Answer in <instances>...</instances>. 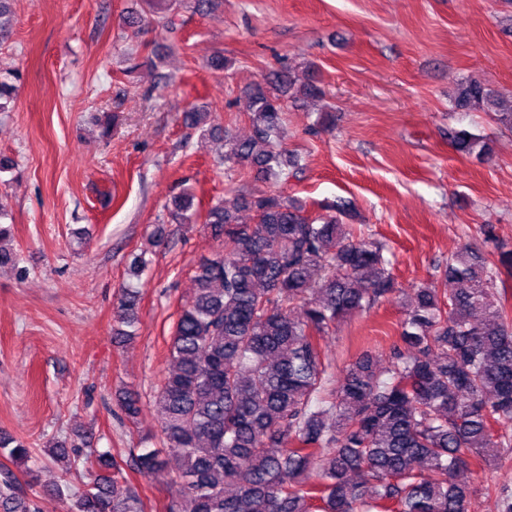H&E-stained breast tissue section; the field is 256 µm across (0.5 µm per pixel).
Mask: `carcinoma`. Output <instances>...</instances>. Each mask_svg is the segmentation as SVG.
Here are the masks:
<instances>
[{"instance_id":"cac0c4a2","label":"carcinoma","mask_w":512,"mask_h":512,"mask_svg":"<svg viewBox=\"0 0 512 512\" xmlns=\"http://www.w3.org/2000/svg\"><path fill=\"white\" fill-rule=\"evenodd\" d=\"M155 23L180 30L179 0H146ZM14 25L12 0H0V45ZM317 97L312 79L295 86L287 70L263 75L251 93L252 134L224 132V159L279 182L295 159L283 148L286 102ZM497 94L479 78L462 81L454 105L489 108ZM462 153L489 155L485 139L448 130ZM195 196L172 201L180 224L198 219ZM254 213L242 224L217 203L204 228L224 249L202 259L194 288L171 337L172 368L157 393L164 449L141 448L119 462L86 454L89 468L112 470L72 512H143V501L117 477L128 467L167 473L183 490L170 512H469L470 484L461 479L512 457V307L507 282L512 250L491 261L464 247L439 266L453 284L415 289L400 322L402 345L380 367L364 353L335 376L321 340L336 322L390 295L395 280L383 246L335 216L314 220L277 194L242 196ZM0 266L16 265L3 241ZM139 291L122 289L117 305L124 340L135 336ZM120 408L140 412L126 391ZM10 461L26 465L29 447L0 437ZM4 512H40L0 482Z\"/></svg>"}]
</instances>
